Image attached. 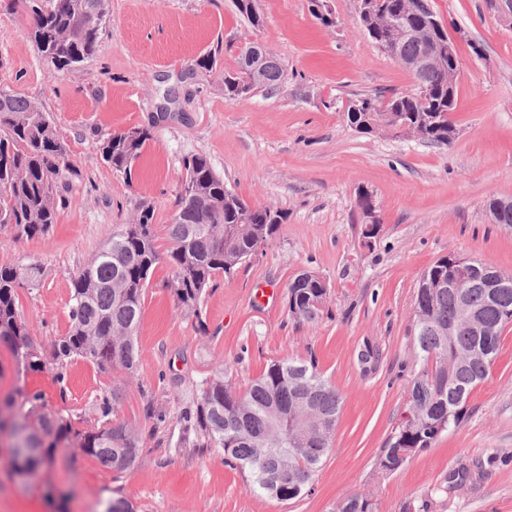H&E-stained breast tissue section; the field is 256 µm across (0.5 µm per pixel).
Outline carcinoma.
I'll return each mask as SVG.
<instances>
[{
	"mask_svg": "<svg viewBox=\"0 0 512 512\" xmlns=\"http://www.w3.org/2000/svg\"><path fill=\"white\" fill-rule=\"evenodd\" d=\"M12 2L26 17L38 52L58 72L92 57L106 31L98 0ZM234 5L252 27L263 24L256 0H234ZM399 14L419 35L392 39L381 22ZM426 14L423 0H373L371 11L359 12V23L372 40L414 60L438 47L422 32ZM249 48L248 41L235 47L236 68L224 73L226 98L260 88L273 90L286 78L285 68L273 63L262 77H254L243 61ZM412 75L415 91L392 96L385 108L377 97L359 98L362 109L353 124L366 133L386 127L425 143L451 146L448 109L455 107V99L448 98V74L422 69ZM149 140L144 129L133 141L126 130L113 132L102 139L100 149L112 170L128 174ZM185 169L188 194L178 196L173 222L165 226L166 246L159 244L152 210L144 207L72 276L68 329L55 340L51 357L36 347L18 312V289L39 280L40 265L0 266V346L13 354L22 371L41 372L50 365L62 379L70 360L83 359L102 373H133L144 294L155 268L164 264L170 269L169 286L178 301L198 314L206 288L219 277L232 276L285 221L283 212L251 205L228 190L206 156H192ZM70 170L56 127L41 107L26 96L1 90L0 229L26 238L48 236L57 220L59 182ZM467 264L474 280L468 303L482 329L464 322L456 289L433 287L460 272L461 258L450 254L437 259L422 272L415 297L413 331L422 364L409 390L411 416L402 419L380 450V468L387 461L398 471V452L430 448L457 426L471 393L490 375L502 332L512 323V283L491 288L498 271L478 260ZM327 296L321 277L300 272L288 285L289 312L299 323H313ZM119 400L115 389L100 396L94 407L96 426L79 431L48 410L41 393L17 389L16 395L0 401V436L8 435L29 451L20 457L10 445L0 449V460L15 474L38 471L53 465L57 449L73 446L109 473L130 470L145 442L117 417ZM341 408L340 393L313 358L274 360L243 393L219 369L201 382L198 399L182 412L181 440L195 448L221 449L225 465L248 474L253 492L290 501L312 485L331 450ZM332 512H372V503L349 495L339 499Z\"/></svg>",
	"mask_w": 512,
	"mask_h": 512,
	"instance_id": "1",
	"label": "carcinoma"
}]
</instances>
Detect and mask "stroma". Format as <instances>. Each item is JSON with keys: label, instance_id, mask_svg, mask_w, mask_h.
<instances>
[{"label": "stroma", "instance_id": "1", "mask_svg": "<svg viewBox=\"0 0 512 512\" xmlns=\"http://www.w3.org/2000/svg\"><path fill=\"white\" fill-rule=\"evenodd\" d=\"M7 2L0 88L40 105L72 166L47 238L0 230V265L44 269L39 286L19 293L36 345L51 349L66 332L72 275L142 206L152 207L157 230L172 222L192 155H207L240 198L287 219L232 277L217 279L200 312L178 304L158 265L133 373L106 375L79 359L61 380L48 369L22 374L0 347V399L18 387L40 392L49 409L87 430L96 398L114 387L118 418L148 438L135 468L120 475L74 448L59 449L25 485L0 467V512H96L108 498L136 512H330L350 494L367 496L373 512H512V324L459 425L397 472L376 470L420 368L412 317L421 273L455 253L512 274V227L492 223L486 210L490 197L512 198V22L499 21L488 0H430L460 61L458 134L443 148L348 126L349 100L414 89L412 74L362 31L358 0H329L330 26L312 16L310 0H258L259 28L233 0H108L95 55L65 72L40 56ZM245 40L274 52L288 78L275 92L228 99L222 70L234 60L225 47ZM214 51L216 69L195 67ZM142 127L151 138L131 175L113 171L102 138ZM361 191L380 225L370 241L356 205ZM302 270L329 290L322 316L304 325L288 311V285ZM309 357L343 398L311 492L288 502L254 493L247 474L213 450L181 444V413L204 377L224 369L241 392L271 361Z\"/></svg>", "mask_w": 512, "mask_h": 512}]
</instances>
